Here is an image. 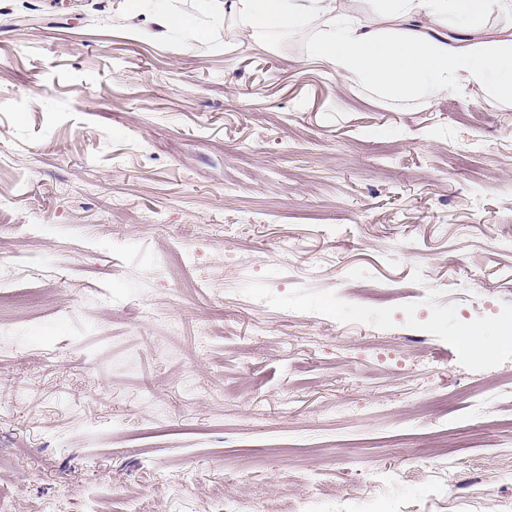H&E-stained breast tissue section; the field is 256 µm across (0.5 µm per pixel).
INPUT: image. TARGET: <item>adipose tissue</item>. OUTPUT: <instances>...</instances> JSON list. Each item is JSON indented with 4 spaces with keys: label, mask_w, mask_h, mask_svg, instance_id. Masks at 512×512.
<instances>
[{
    "label": "adipose tissue",
    "mask_w": 512,
    "mask_h": 512,
    "mask_svg": "<svg viewBox=\"0 0 512 512\" xmlns=\"http://www.w3.org/2000/svg\"><path fill=\"white\" fill-rule=\"evenodd\" d=\"M369 12L349 0H204L209 17L232 41L266 46L281 33L305 34L313 55L347 82L405 102L487 97L512 105V28H492L493 16L512 18V0H371ZM155 34L182 39L189 15L130 0Z\"/></svg>",
    "instance_id": "1"
}]
</instances>
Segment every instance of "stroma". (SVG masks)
Here are the masks:
<instances>
[{
  "label": "stroma",
  "instance_id": "obj_1",
  "mask_svg": "<svg viewBox=\"0 0 512 512\" xmlns=\"http://www.w3.org/2000/svg\"><path fill=\"white\" fill-rule=\"evenodd\" d=\"M185 10L181 41L125 0H0V192L33 228L0 279L42 298L0 336L10 512H512V393H466L512 378V108Z\"/></svg>",
  "mask_w": 512,
  "mask_h": 512
}]
</instances>
